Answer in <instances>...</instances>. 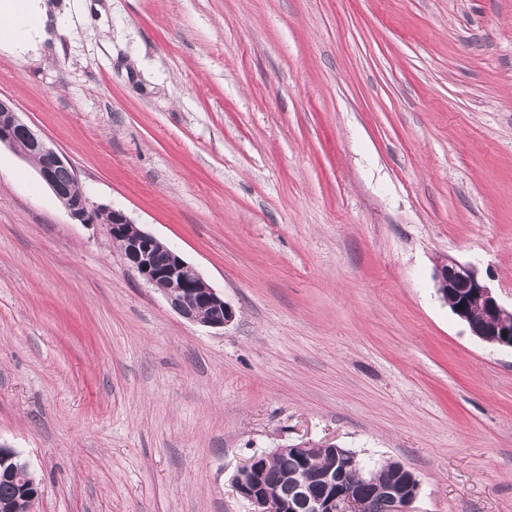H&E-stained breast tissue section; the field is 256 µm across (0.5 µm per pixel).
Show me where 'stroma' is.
<instances>
[{"label": "stroma", "mask_w": 512, "mask_h": 512, "mask_svg": "<svg viewBox=\"0 0 512 512\" xmlns=\"http://www.w3.org/2000/svg\"><path fill=\"white\" fill-rule=\"evenodd\" d=\"M0 96L233 308L189 322L0 149V443L30 512H249L253 454L333 442L416 512H512V0H49ZM433 280L437 294L473 336L489 346L512 348V306L500 302L475 266L444 259L437 262ZM0 472L1 467H3V476L12 477L13 481L16 482L19 486H22L23 489L33 488L35 485V477L31 473L29 467L26 469L19 471L17 468L12 466H6L7 462H9L16 453L15 448H8L0 446ZM25 461L20 457L16 458L13 461L9 462L7 465L14 464H23Z\"/></svg>", "instance_id": "obj_1"}]
</instances>
